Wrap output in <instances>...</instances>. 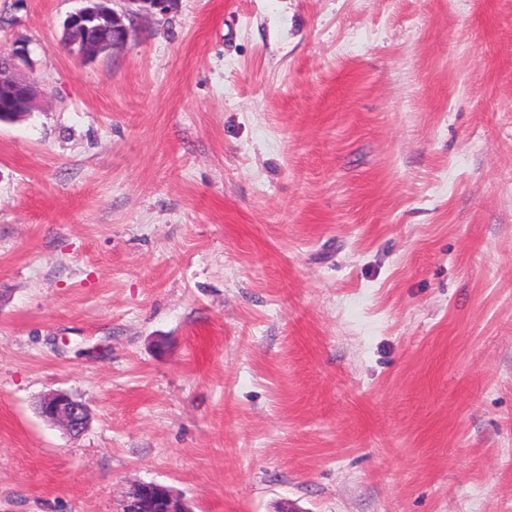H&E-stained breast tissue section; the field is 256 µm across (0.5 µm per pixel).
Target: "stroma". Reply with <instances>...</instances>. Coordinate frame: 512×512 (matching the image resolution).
Returning <instances> with one entry per match:
<instances>
[{
	"label": "stroma",
	"mask_w": 512,
	"mask_h": 512,
	"mask_svg": "<svg viewBox=\"0 0 512 512\" xmlns=\"http://www.w3.org/2000/svg\"><path fill=\"white\" fill-rule=\"evenodd\" d=\"M76 7L0 0V512H512V0ZM127 4L124 11L118 12L109 6L111 0H79L84 6L70 14L66 32L72 34L73 41L67 45L77 58L90 61L102 54L123 47L131 33V17L141 14H165L175 0H123ZM92 30L106 31L107 37L99 40L90 36ZM6 59V67H0V85L12 88L17 93L18 99L17 108L13 112H2V108L6 106L0 97L2 112L0 121L8 120L18 113L27 112L29 108L36 107L37 98L40 99L42 95L40 88L26 72L30 67L28 46L25 44L16 46ZM40 413L47 420L62 424L74 436L80 435L89 422L87 407L61 392L45 396ZM122 502V512H183L176 495L156 483L135 485Z\"/></svg>",
	"instance_id": "35a3bbf8"
}]
</instances>
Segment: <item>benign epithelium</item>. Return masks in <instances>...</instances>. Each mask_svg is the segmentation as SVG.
<instances>
[{
  "instance_id": "obj_1",
  "label": "benign epithelium",
  "mask_w": 512,
  "mask_h": 512,
  "mask_svg": "<svg viewBox=\"0 0 512 512\" xmlns=\"http://www.w3.org/2000/svg\"><path fill=\"white\" fill-rule=\"evenodd\" d=\"M84 6L70 14L66 32L73 36L67 49L77 58L90 61L123 47L129 40L131 26L127 21L141 14H165L174 0H124L127 8L121 12L109 6L111 0H82ZM6 67H0V85L13 89L17 95V108L0 114V121L26 112L36 106L41 96L39 87L27 75L30 67L29 50L18 45L6 56ZM40 413L50 421L58 422L71 435H79L87 427V407L65 393L45 396ZM122 512H182L176 495L167 487L156 483L135 485L123 499Z\"/></svg>"
}]
</instances>
